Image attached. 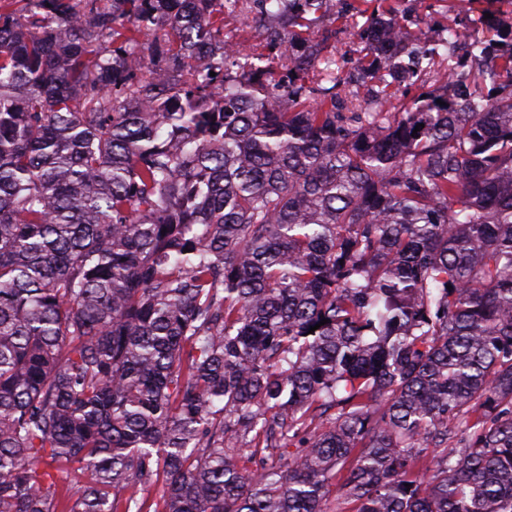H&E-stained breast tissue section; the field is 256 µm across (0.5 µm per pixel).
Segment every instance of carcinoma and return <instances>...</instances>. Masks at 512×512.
Segmentation results:
<instances>
[{"instance_id":"1","label":"carcinoma","mask_w":512,"mask_h":512,"mask_svg":"<svg viewBox=\"0 0 512 512\" xmlns=\"http://www.w3.org/2000/svg\"><path fill=\"white\" fill-rule=\"evenodd\" d=\"M238 2L0 0V512H512L502 0L284 80ZM224 25L227 30L232 31L240 44L250 48L251 51L270 57L276 56L277 49L273 48V41L259 33L250 15L248 18L242 15L227 16L224 18Z\"/></svg>"}]
</instances>
